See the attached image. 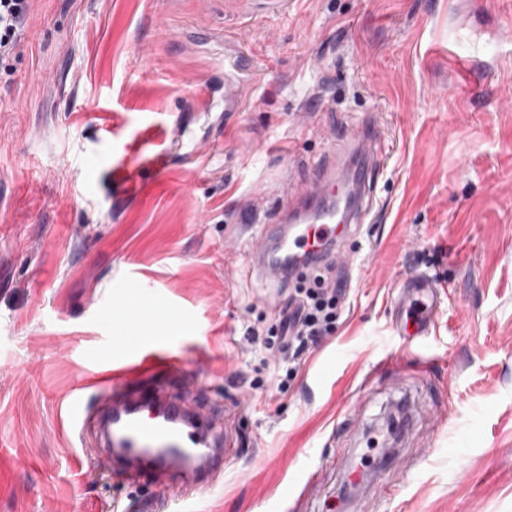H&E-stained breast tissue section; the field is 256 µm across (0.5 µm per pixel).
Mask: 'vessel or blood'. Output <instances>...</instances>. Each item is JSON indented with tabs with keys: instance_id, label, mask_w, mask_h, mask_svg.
<instances>
[{
	"instance_id": "vessel-or-blood-1",
	"label": "vessel or blood",
	"mask_w": 512,
	"mask_h": 512,
	"mask_svg": "<svg viewBox=\"0 0 512 512\" xmlns=\"http://www.w3.org/2000/svg\"><path fill=\"white\" fill-rule=\"evenodd\" d=\"M384 139L374 121L349 137L347 148L333 162L319 167L307 189L291 204H281L274 220L264 225L263 243L252 251L250 264L263 279L295 280L305 266L328 262L346 248L364 223L374 174ZM166 323L142 317L122 336L126 363L113 366L106 380H124L134 369L153 371L170 363L171 355L148 351L149 340L168 335ZM98 429L112 462V477L134 480L185 474L198 487L212 486L224 469V436L215 420H204L184 398L159 388L112 392V404L100 412Z\"/></svg>"
}]
</instances>
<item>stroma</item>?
I'll return each instance as SVG.
<instances>
[{"mask_svg":"<svg viewBox=\"0 0 512 512\" xmlns=\"http://www.w3.org/2000/svg\"><path fill=\"white\" fill-rule=\"evenodd\" d=\"M243 53L227 116L224 64ZM8 69L0 512H138L149 496L158 512H512V0H32ZM375 119L390 134L349 299L290 380L245 334L289 295L248 254L341 130ZM416 274L445 288L424 338L395 330ZM146 299L178 357L165 388L222 407L237 449L214 489L178 499L116 483L68 407L79 388L111 399L92 382ZM402 398L389 463L366 440ZM366 452L373 479L344 505L342 466Z\"/></svg>","mask_w":512,"mask_h":512,"instance_id":"stroma-1","label":"stroma"}]
</instances>
